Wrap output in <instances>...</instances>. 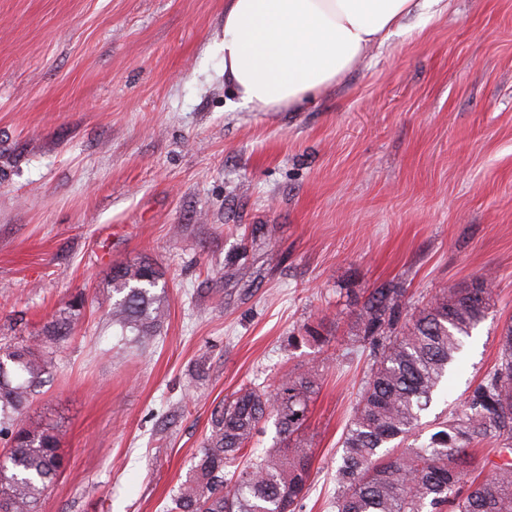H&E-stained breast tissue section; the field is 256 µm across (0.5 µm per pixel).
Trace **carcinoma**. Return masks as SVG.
Masks as SVG:
<instances>
[{
  "mask_svg": "<svg viewBox=\"0 0 512 512\" xmlns=\"http://www.w3.org/2000/svg\"><path fill=\"white\" fill-rule=\"evenodd\" d=\"M162 274L148 259L112 267L110 321L126 347L149 345L168 313ZM492 290L478 280L450 287L408 312L405 290L376 288L357 306L352 340L374 361L342 435L336 468V512H512V459L480 478L470 450L485 441L512 453V324L503 326L497 365L438 423L428 442H410L435 392L489 313ZM76 296L33 344L0 343V512H39L43 493L63 468L61 433L26 423L24 410L44 383L56 347L82 315ZM311 369L289 373L268 387L244 382L217 405L192 474L171 496L167 512H300L312 455L299 443L312 394ZM275 418L285 451L253 456L260 425ZM231 478H226L228 469Z\"/></svg>",
  "mask_w": 512,
  "mask_h": 512,
  "instance_id": "obj_1",
  "label": "carcinoma"
}]
</instances>
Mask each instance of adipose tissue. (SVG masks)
<instances>
[{
	"mask_svg": "<svg viewBox=\"0 0 512 512\" xmlns=\"http://www.w3.org/2000/svg\"><path fill=\"white\" fill-rule=\"evenodd\" d=\"M431 0H224V81L276 112L331 87Z\"/></svg>",
	"mask_w": 512,
	"mask_h": 512,
	"instance_id": "1",
	"label": "adipose tissue"
}]
</instances>
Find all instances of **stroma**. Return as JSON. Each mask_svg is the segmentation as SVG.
<instances>
[{"label": "stroma", "instance_id": "stroma-1", "mask_svg": "<svg viewBox=\"0 0 512 512\" xmlns=\"http://www.w3.org/2000/svg\"><path fill=\"white\" fill-rule=\"evenodd\" d=\"M224 0H0V338L85 308L23 418L61 427L40 512H163L215 406L316 370L302 512H333L372 363L354 296L410 309L490 277L431 423L498 361L512 319V0H440L336 86L234 106ZM147 258L169 316L118 349L113 265Z\"/></svg>", "mask_w": 512, "mask_h": 512}]
</instances>
